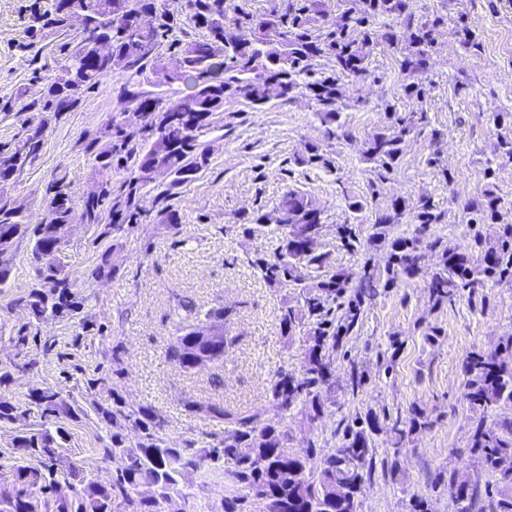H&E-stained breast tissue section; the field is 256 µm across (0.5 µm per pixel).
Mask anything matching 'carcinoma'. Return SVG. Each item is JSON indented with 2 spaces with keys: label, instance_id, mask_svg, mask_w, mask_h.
Listing matches in <instances>:
<instances>
[{
  "label": "carcinoma",
  "instance_id": "carcinoma-1",
  "mask_svg": "<svg viewBox=\"0 0 512 512\" xmlns=\"http://www.w3.org/2000/svg\"><path fill=\"white\" fill-rule=\"evenodd\" d=\"M189 22L207 31L205 39L177 42L181 69L172 74L161 64L157 50L177 27V20L159 8L157 0H52L51 8L34 11L30 37L48 28L65 25L72 14L82 16L83 31L101 27V18L112 25L97 42L110 48L111 58L123 70L139 77L148 70L162 73L166 84H189L178 97L146 96L140 111L122 112L112 118L115 141L96 148L95 159L103 182L88 193L83 216L88 224L102 221L101 206L112 198V212L137 218L136 195L146 187L165 186L163 194L190 183L210 162V151L201 137L212 125V116L224 111L228 102L252 109L266 105L270 90L285 103L297 96L314 102L315 114L328 134L351 137L340 122L345 107L343 82L366 81L372 76L369 58L374 46L384 41L399 53V68L409 80L406 96L424 99L426 86L434 79L428 60L439 29L448 15L436 14L414 22L411 0H344L345 7L328 24L325 0H273L266 13L257 15L247 8V0H188ZM384 27L376 26L378 19ZM326 59L330 71L317 70ZM112 73L103 66L96 42L80 35L64 58L58 73L48 79L41 111L65 112L82 94ZM144 113L154 122L140 124ZM424 111L399 117L400 134L378 131L364 150L365 160L380 170H390L400 157L402 134L411 131ZM15 149L0 160V186L34 163L41 149V132L36 129L13 143ZM135 158L134 175L116 196L106 181L112 157ZM50 220L33 229L20 220L21 207L0 206V286L9 281L10 255L16 240L32 234V260L36 283L21 301L36 318L61 316L71 310L70 284L54 256L66 244L59 226L71 219L72 199L59 179L51 185ZM500 199L488 190L484 199L469 206L471 222L494 219ZM411 216L424 231L440 224L444 215L428 200L409 205L394 200L374 222L373 237L383 238L387 228ZM281 231L279 250L271 257L255 256L252 264L269 284L291 285L302 291L304 304L283 303L279 312L282 332L288 337L299 329L308 336L309 347L297 372L278 369L266 389L268 404L281 417L296 406L304 407L311 418L321 416L322 393L333 386L329 369L340 333L354 327L359 299L377 293L380 282L389 285L405 275L420 273V237H399L391 244L386 278L367 271L360 283L358 298L348 303L340 318L333 317L336 298L345 288L344 280L333 275L321 277L325 256L317 252L323 229L321 212L306 196L289 192L275 214L258 213L245 218L243 235L251 236L270 225ZM430 293L438 302L450 301L463 288L486 279L512 277V224L500 227L495 243L481 246V258L443 250L441 267L429 274ZM224 334L199 336L191 324H183L168 351L169 358L183 371L196 369L205 361L224 359ZM467 399L476 410H486L502 400H512V357L497 352H472L466 358ZM112 409L102 410L106 419H123L138 433L137 442L126 444L112 435V446L103 449V458L121 459L122 466L108 486L86 481L75 471L65 470L59 439L62 427H47L19 435L14 453L37 461V466L18 465L12 486L0 489V512H166L173 497L182 500L181 512H197L192 475L202 470H219L224 475L227 494L220 512H358L363 490V470L370 452L371 434L377 422L355 420L342 431L338 453L321 463L314 462L315 444L300 450L288 449L285 426L263 417L260 410H239L219 404L201 405L189 401V410L201 411L224 423L221 436L200 448H171L163 438L165 419L149 406L127 411L117 388H112ZM29 404L43 418L76 415L72 405L48 388L30 395ZM471 449L480 465L497 477V509L512 512V422L498 427L478 424ZM152 489L142 497L141 487ZM458 512H470L477 488L461 476L449 478Z\"/></svg>",
  "mask_w": 512,
  "mask_h": 512
}]
</instances>
